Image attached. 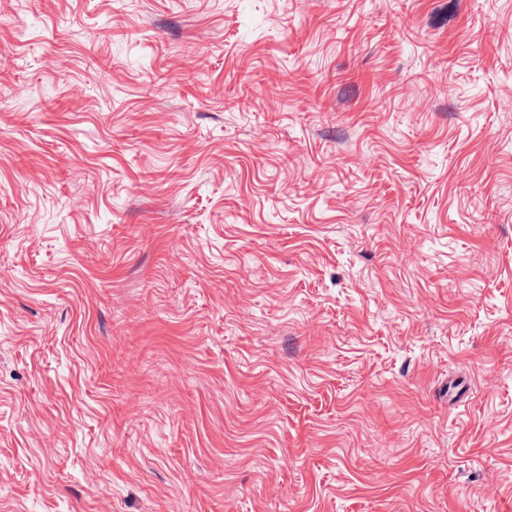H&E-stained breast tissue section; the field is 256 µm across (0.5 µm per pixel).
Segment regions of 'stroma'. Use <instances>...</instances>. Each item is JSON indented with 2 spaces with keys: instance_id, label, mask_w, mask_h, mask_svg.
I'll list each match as a JSON object with an SVG mask.
<instances>
[{
  "instance_id": "obj_1",
  "label": "stroma",
  "mask_w": 512,
  "mask_h": 512,
  "mask_svg": "<svg viewBox=\"0 0 512 512\" xmlns=\"http://www.w3.org/2000/svg\"><path fill=\"white\" fill-rule=\"evenodd\" d=\"M0 512H512V0H0Z\"/></svg>"
}]
</instances>
